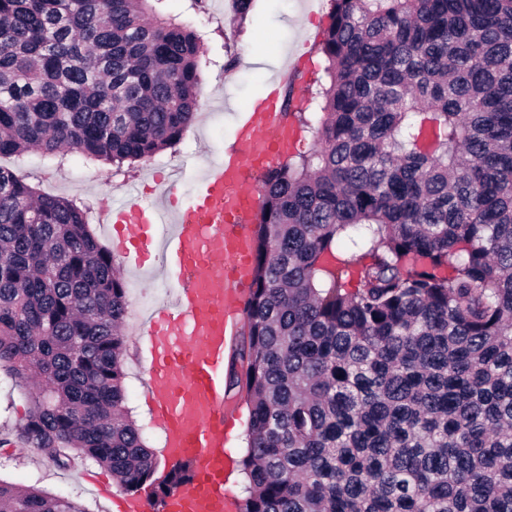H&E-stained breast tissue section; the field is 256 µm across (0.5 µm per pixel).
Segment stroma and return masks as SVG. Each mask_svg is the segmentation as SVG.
Masks as SVG:
<instances>
[{"mask_svg":"<svg viewBox=\"0 0 512 512\" xmlns=\"http://www.w3.org/2000/svg\"><path fill=\"white\" fill-rule=\"evenodd\" d=\"M161 10L190 23L202 38L201 106L181 141L118 175L109 164L77 155L60 166L31 155L22 170L43 192L88 208L93 232L124 266L131 302L125 322L127 405L144 441L157 451L163 448L162 433L151 411L142 407L148 357L139 340V324L146 302L162 300L166 284L159 272L125 267V257L104 224L105 213L116 203L163 204L171 210L192 203L204 168L223 159L237 114L264 94L280 63H296L298 98L323 77L325 61L314 44L328 25L330 0H255L242 22L234 19L231 0H164ZM231 55L236 64L229 69L225 62ZM224 404L229 411L226 456L237 463L247 446L248 408L241 393L230 388L224 391ZM111 478L110 470L91 460L78 459L61 468L51 461L49 450L0 447V480L73 498L86 512H112L113 504L125 497L123 486H111Z\"/></svg>","mask_w":512,"mask_h":512,"instance_id":"1","label":"stroma"}]
</instances>
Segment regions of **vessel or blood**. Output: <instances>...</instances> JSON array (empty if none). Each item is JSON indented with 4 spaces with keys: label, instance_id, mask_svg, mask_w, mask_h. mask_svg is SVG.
I'll return each instance as SVG.
<instances>
[{
    "label": "vessel or blood",
    "instance_id": "vessel-or-blood-1",
    "mask_svg": "<svg viewBox=\"0 0 512 512\" xmlns=\"http://www.w3.org/2000/svg\"><path fill=\"white\" fill-rule=\"evenodd\" d=\"M293 126L278 96L245 113L223 161L208 165L194 203L175 215L154 206L117 205L106 217L124 230L142 268L159 263L170 284L168 300L144 319L150 362L145 394L165 438V455L188 459L191 480L168 498L162 512H233L224 491V351L249 297L253 245L248 225L261 204L251 170L284 158Z\"/></svg>",
    "mask_w": 512,
    "mask_h": 512
}]
</instances>
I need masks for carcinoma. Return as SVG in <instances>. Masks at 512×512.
<instances>
[{"mask_svg":"<svg viewBox=\"0 0 512 512\" xmlns=\"http://www.w3.org/2000/svg\"><path fill=\"white\" fill-rule=\"evenodd\" d=\"M313 136L261 176L239 512H512V0H331ZM197 34L149 0H0V158L125 164L200 107ZM130 301L87 210L0 165V373L22 448L158 506L126 407ZM0 512H84L0 480ZM29 407L27 398L17 390L11 389V384L4 378L0 379V438L14 439L13 430L22 422Z\"/></svg>","mask_w":512,"mask_h":512,"instance_id":"carcinoma-1","label":"carcinoma"}]
</instances>
